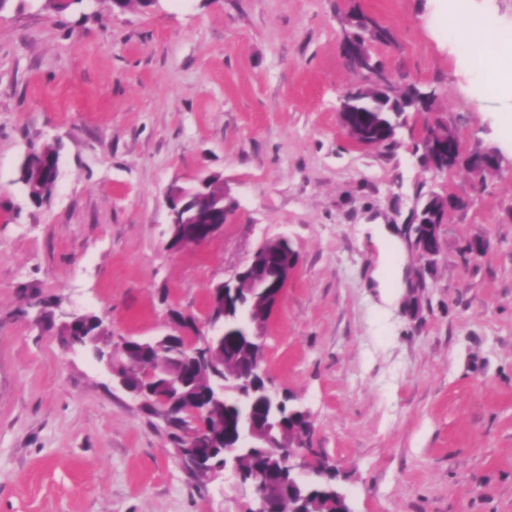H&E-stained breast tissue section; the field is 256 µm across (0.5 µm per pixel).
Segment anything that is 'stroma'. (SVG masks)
Returning a JSON list of instances; mask_svg holds the SVG:
<instances>
[{"instance_id":"obj_1","label":"stroma","mask_w":512,"mask_h":512,"mask_svg":"<svg viewBox=\"0 0 512 512\" xmlns=\"http://www.w3.org/2000/svg\"><path fill=\"white\" fill-rule=\"evenodd\" d=\"M512 42V0H467ZM393 29L370 52L399 87L434 94L392 143L357 147L340 96L362 82L342 53L351 18ZM486 89L441 0H44L0 8V512H226V484L180 467L162 422L48 318L105 313L151 338L169 307L207 296L268 238L298 267L266 328L269 385L311 414L351 512H512V78ZM445 121L494 169L421 161ZM53 146L33 201L27 157ZM220 174L234 217L206 245L168 240L166 196ZM467 203L422 266L411 214ZM406 249L398 305L369 285V225ZM458 202L464 204L465 201L461 197H457L455 201L451 199V195L441 196V195H431L426 201L422 204L420 210L416 214L417 224H429L427 222V217L435 211L439 206L447 212L448 208L453 204Z\"/></svg>"}]
</instances>
